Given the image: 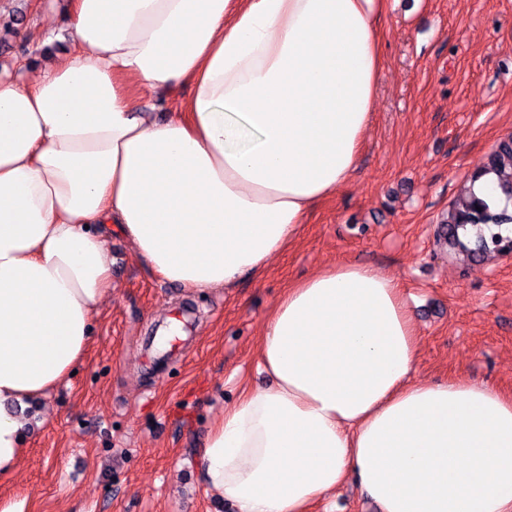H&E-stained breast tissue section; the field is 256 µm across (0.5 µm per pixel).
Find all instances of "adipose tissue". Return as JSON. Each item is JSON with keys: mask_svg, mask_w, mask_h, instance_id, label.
I'll return each mask as SVG.
<instances>
[{"mask_svg": "<svg viewBox=\"0 0 512 512\" xmlns=\"http://www.w3.org/2000/svg\"><path fill=\"white\" fill-rule=\"evenodd\" d=\"M385 0H75L74 46L0 70V477L21 408L67 379L112 291L120 232L206 292L261 276L346 187L384 60ZM190 85L169 119L134 88ZM273 384L210 426L206 489L308 512L355 479L380 512H512V394L412 378L396 275L337 263L289 286L259 345Z\"/></svg>", "mask_w": 512, "mask_h": 512, "instance_id": "ef3b65f1", "label": "adipose tissue"}]
</instances>
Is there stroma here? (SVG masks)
Returning a JSON list of instances; mask_svg holds the SVG:
<instances>
[{
  "instance_id": "stroma-1",
  "label": "stroma",
  "mask_w": 512,
  "mask_h": 512,
  "mask_svg": "<svg viewBox=\"0 0 512 512\" xmlns=\"http://www.w3.org/2000/svg\"><path fill=\"white\" fill-rule=\"evenodd\" d=\"M72 0H0V70L63 55ZM377 106L352 185L323 203L261 277L198 294L112 235V294L68 382L30 403L0 503L24 512H236L207 493L208 428L264 388L257 348L288 285L336 263L394 273L418 331L414 379L512 393V251L461 263L440 222L512 135V0H388ZM311 512H379L348 482Z\"/></svg>"
}]
</instances>
